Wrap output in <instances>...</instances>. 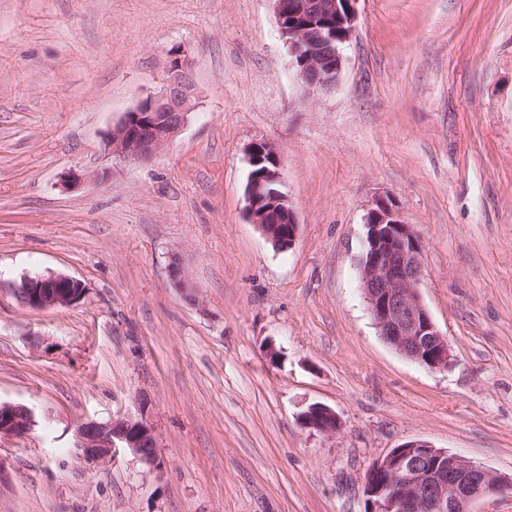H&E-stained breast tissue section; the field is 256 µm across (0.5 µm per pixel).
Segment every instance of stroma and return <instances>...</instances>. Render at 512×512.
<instances>
[{"mask_svg": "<svg viewBox=\"0 0 512 512\" xmlns=\"http://www.w3.org/2000/svg\"><path fill=\"white\" fill-rule=\"evenodd\" d=\"M356 7L308 96L273 0H0V400L37 420L0 437V512H364L370 465L414 440L512 478V0ZM175 46L195 111L113 157ZM256 141L281 153L286 250L246 214ZM381 195L420 236L448 370L385 343L360 288ZM48 273L85 298L22 306ZM317 403L336 434L302 426ZM140 415L159 466L79 456V424ZM14 292L26 308L44 311L80 302L85 297L86 285L69 275L49 274L24 278Z\"/></svg>", "mask_w": 512, "mask_h": 512, "instance_id": "obj_1", "label": "stroma"}]
</instances>
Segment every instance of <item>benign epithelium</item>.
I'll return each instance as SVG.
<instances>
[{"instance_id": "7a95c632", "label": "benign epithelium", "mask_w": 512, "mask_h": 512, "mask_svg": "<svg viewBox=\"0 0 512 512\" xmlns=\"http://www.w3.org/2000/svg\"><path fill=\"white\" fill-rule=\"evenodd\" d=\"M279 28L286 38L295 76L304 94L330 90L338 83L342 47L355 31L357 0H274ZM336 19V31L322 22ZM193 61L188 54L169 51L163 88L124 113L107 133L112 155L123 160H148L169 145L196 109ZM249 172L246 212L278 249L294 244L295 213L282 191L281 156L268 142L247 150ZM366 248L360 261V285L383 340L405 358L431 370L446 371L452 351L426 309L420 293L422 245L398 206L379 196L368 209ZM19 301L33 311L68 307L86 293L82 280L49 274L26 277L14 289ZM303 425L332 435L340 420L331 408L314 404L302 414ZM35 414L21 404L0 402V436H22L35 426ZM76 448L87 460L102 461L119 448L143 462L159 464L154 428L144 417H120L110 423L87 421L75 432ZM509 490L486 468L426 441H409L377 459L366 474L365 512H472V505L492 492Z\"/></svg>"}]
</instances>
